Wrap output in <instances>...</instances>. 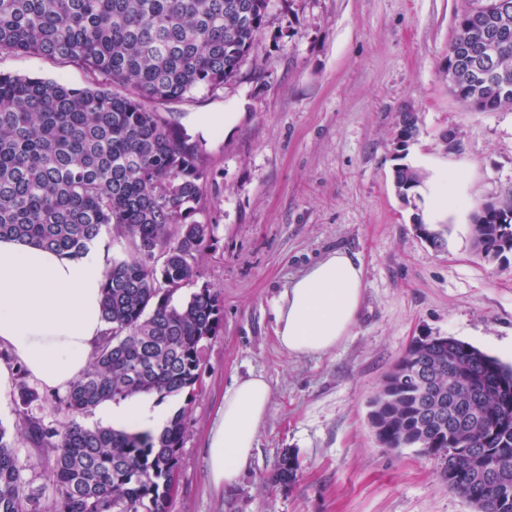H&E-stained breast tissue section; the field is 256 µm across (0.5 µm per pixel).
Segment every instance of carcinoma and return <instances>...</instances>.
I'll return each instance as SVG.
<instances>
[{
  "label": "carcinoma",
  "instance_id": "obj_1",
  "mask_svg": "<svg viewBox=\"0 0 512 512\" xmlns=\"http://www.w3.org/2000/svg\"><path fill=\"white\" fill-rule=\"evenodd\" d=\"M270 0H0V53L62 60L102 78L94 87L0 73V240L77 258L107 228L130 246L102 284L105 330L88 369L55 396L66 422L58 429L29 413L40 400L17 371L21 434L54 453L53 512H169L189 407L158 433L83 426L101 402L155 394L163 400L201 382L203 352L219 332L220 294L196 283V262L216 225L205 209V140L156 108L214 90L236 77L261 31ZM504 40L494 57L480 44ZM454 96L478 111L512 107V0H483L464 11L448 46ZM419 133L401 112V150ZM400 196L420 186L419 170L394 171ZM472 239L490 262L512 253V189L472 215ZM426 361L435 389L385 379L370 419L381 447L418 448L449 458L448 490L482 512H512V365L452 336L415 340L402 358ZM475 396L455 407L458 394ZM454 415L455 426L448 427ZM299 459L279 458L270 482L290 488ZM14 442L0 427V512H34Z\"/></svg>",
  "mask_w": 512,
  "mask_h": 512
}]
</instances>
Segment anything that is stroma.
Returning <instances> with one entry per match:
<instances>
[{
    "label": "stroma",
    "instance_id": "obj_1",
    "mask_svg": "<svg viewBox=\"0 0 512 512\" xmlns=\"http://www.w3.org/2000/svg\"><path fill=\"white\" fill-rule=\"evenodd\" d=\"M478 0H271L238 75L214 91L167 104L185 129L201 112L236 122L205 140L207 211L216 244L197 260L199 283L224 301L222 327L204 351L202 383L166 398L188 406L179 484L170 512H473L448 489L442 457L381 448L369 402L411 341L453 336L512 363V257L477 255L471 218L512 188V110L459 102L445 78L456 19ZM0 72L83 87L90 75L42 56L0 55ZM419 134L394 150L400 113ZM451 142H444V134ZM409 164L431 184L457 174L466 200L442 250L418 230L419 189L401 199L393 171ZM360 257L365 293L358 322L333 351L290 356L275 339L273 306L326 254ZM261 373L272 400L252 463L214 492L208 428L233 377ZM301 474L290 488L268 477L284 451ZM21 475L51 512L50 450L15 443Z\"/></svg>",
    "mask_w": 512,
    "mask_h": 512
}]
</instances>
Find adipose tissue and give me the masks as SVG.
Segmentation results:
<instances>
[{
    "mask_svg": "<svg viewBox=\"0 0 512 512\" xmlns=\"http://www.w3.org/2000/svg\"><path fill=\"white\" fill-rule=\"evenodd\" d=\"M108 266L104 246L91 243L72 258L36 245L0 240V396L11 389L16 367L40 386L67 389L87 369L105 329L102 283ZM364 267L337 250L285 288L274 305L278 346L293 356L323 355L352 333L364 299ZM271 384L261 374L233 380L208 440V475L214 490L235 484L258 446L271 403ZM112 426L159 431L163 407L136 397L102 411Z\"/></svg>",
    "mask_w": 512,
    "mask_h": 512,
    "instance_id": "ef3b65f1",
    "label": "adipose tissue"
}]
</instances>
